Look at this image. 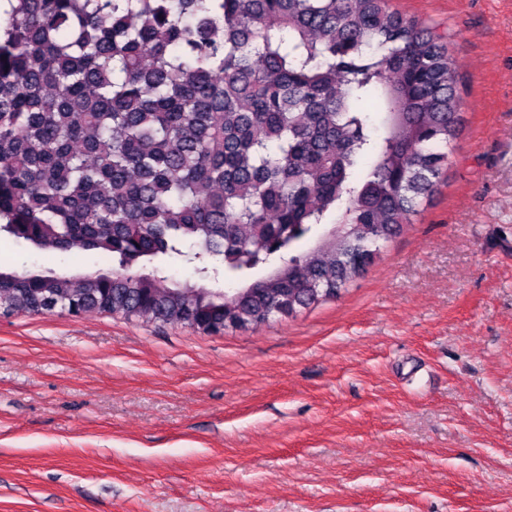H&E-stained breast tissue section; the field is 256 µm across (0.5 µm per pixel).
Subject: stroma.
I'll use <instances>...</instances> for the list:
<instances>
[{"instance_id": "obj_1", "label": "stroma", "mask_w": 512, "mask_h": 512, "mask_svg": "<svg viewBox=\"0 0 512 512\" xmlns=\"http://www.w3.org/2000/svg\"><path fill=\"white\" fill-rule=\"evenodd\" d=\"M450 37L444 180L338 299L254 331L0 317V512H512V0ZM0 263L109 267L0 238Z\"/></svg>"}]
</instances>
